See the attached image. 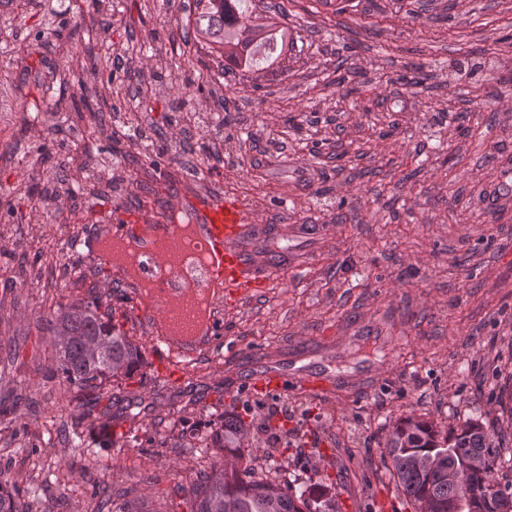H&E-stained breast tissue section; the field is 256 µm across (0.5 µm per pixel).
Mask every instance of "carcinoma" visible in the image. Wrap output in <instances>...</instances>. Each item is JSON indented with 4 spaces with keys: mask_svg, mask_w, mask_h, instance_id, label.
<instances>
[{
    "mask_svg": "<svg viewBox=\"0 0 512 512\" xmlns=\"http://www.w3.org/2000/svg\"><path fill=\"white\" fill-rule=\"evenodd\" d=\"M197 33L216 46L224 62L252 71L286 41L272 23H255L248 0H196ZM131 147L150 148L147 132L132 126L124 133ZM55 349L49 373L85 392L88 403L105 383L126 377L143 361L142 347L112 323V310L98 302L75 301L60 307L49 322ZM252 421L240 412L224 413V431H217L206 448L222 451L220 462L203 472L192 489V512H330L327 490L316 484L300 491L267 480L241 477L238 460L249 446ZM392 474L415 512H512V482L501 484L500 444L477 418L458 422L444 433L432 423L408 416L392 426L386 440ZM44 488L21 495L18 487L0 484V512H51Z\"/></svg>",
    "mask_w": 512,
    "mask_h": 512,
    "instance_id": "carcinoma-1",
    "label": "carcinoma"
}]
</instances>
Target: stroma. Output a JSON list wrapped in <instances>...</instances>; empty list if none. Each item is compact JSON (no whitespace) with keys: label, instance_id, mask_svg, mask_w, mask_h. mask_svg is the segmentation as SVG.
Wrapping results in <instances>:
<instances>
[{"label":"stroma","instance_id":"obj_1","mask_svg":"<svg viewBox=\"0 0 512 512\" xmlns=\"http://www.w3.org/2000/svg\"><path fill=\"white\" fill-rule=\"evenodd\" d=\"M0 0V484L56 471L53 512H174L205 463L189 443L224 412L305 432L303 447L254 460L279 479L323 484L336 512H413L389 471L386 438L407 416L448 429L480 418L512 453V0H263L293 41L274 64L223 73L188 28L195 0ZM163 87H155V75ZM229 111L218 156L132 169L108 129ZM94 112L70 115L66 99ZM57 198L30 195L34 183ZM201 194L235 196L277 234L266 288L224 303L223 342L155 369L150 324L116 273L68 239L128 213L191 211ZM108 299L142 345L143 365L107 383L98 408L49 378L48 321L75 299ZM331 349L337 393L264 395L243 377L261 358ZM126 428L103 437L101 408Z\"/></svg>","mask_w":512,"mask_h":512}]
</instances>
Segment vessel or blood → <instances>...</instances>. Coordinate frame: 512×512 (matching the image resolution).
<instances>
[{
	"label": "vessel or blood",
	"instance_id": "obj_1",
	"mask_svg": "<svg viewBox=\"0 0 512 512\" xmlns=\"http://www.w3.org/2000/svg\"><path fill=\"white\" fill-rule=\"evenodd\" d=\"M195 207L196 221L204 228L214 256L211 274L221 280L225 298L232 300L265 287L266 279L253 269L250 254L256 240L265 237L266 229L252 225L245 204L234 197L214 196L197 200ZM160 227L156 218L142 214L115 222L113 233L142 240ZM338 377L334 365L326 361L301 365L276 361L257 368L247 384L259 392H284L292 388L313 397L327 398Z\"/></svg>",
	"mask_w": 512,
	"mask_h": 512
}]
</instances>
